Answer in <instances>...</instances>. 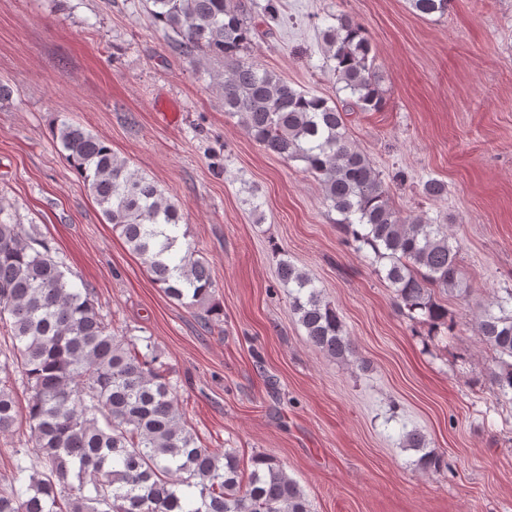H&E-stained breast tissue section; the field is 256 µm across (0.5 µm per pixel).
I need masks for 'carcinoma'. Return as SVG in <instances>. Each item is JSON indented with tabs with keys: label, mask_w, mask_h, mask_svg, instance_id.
Here are the masks:
<instances>
[{
	"label": "carcinoma",
	"mask_w": 512,
	"mask_h": 512,
	"mask_svg": "<svg viewBox=\"0 0 512 512\" xmlns=\"http://www.w3.org/2000/svg\"><path fill=\"white\" fill-rule=\"evenodd\" d=\"M152 17L189 53L224 64L217 75L224 111L237 116L266 152L304 163L324 202L357 249L386 261L384 279L411 319L436 329L448 311L435 289L461 286L460 249L447 225L402 216L369 158L350 140L348 113L384 104L376 49L346 13L322 31L333 72L351 97L329 104L294 88L251 58L258 27L277 0L253 12V0H150ZM450 0H408L419 16L448 12ZM54 136L84 179L108 223L147 267L165 296L188 308L212 303L216 282L205 259L183 243V205L112 152L104 139L68 119ZM429 198L448 194L436 178ZM279 277L308 341L330 357L354 356L336 309L312 277L287 261ZM0 332L13 343L12 365L31 392L25 423L31 447L14 450V476L0 487V512H311L298 482L277 459L252 458L245 469L233 448H209L179 407L162 354L150 336L112 329L89 289L73 287L63 263L21 224L0 220ZM497 354L490 377L512 401V315L487 312L478 322ZM0 372V433L18 424L15 384Z\"/></svg>",
	"instance_id": "obj_1"
}]
</instances>
